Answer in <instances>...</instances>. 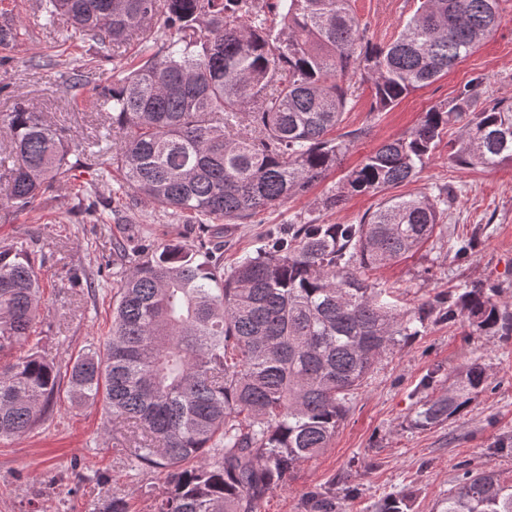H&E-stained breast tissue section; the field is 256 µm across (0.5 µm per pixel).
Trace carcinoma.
<instances>
[{"label": "carcinoma", "instance_id": "1", "mask_svg": "<svg viewBox=\"0 0 512 512\" xmlns=\"http://www.w3.org/2000/svg\"><path fill=\"white\" fill-rule=\"evenodd\" d=\"M501 2L420 0L378 47L351 0H38L47 24L112 52L117 78L88 99L112 125L80 143L25 105L1 113L7 205L26 212L85 169L197 224H250L306 195L366 134L335 135L357 82L372 86L371 111L388 109L493 34ZM20 29L0 9V47ZM456 124L457 165L512 160V104L473 79L349 170L323 207L412 181ZM437 190L389 197L358 224H290L227 268L203 243L117 245L125 270L112 332L73 360L68 386L75 402L100 401L128 427L130 470L165 475L150 512H262L268 493L329 447L349 396L405 339L463 318L483 336L512 335L495 284L466 282L410 309L365 278L433 237L455 199L453 186ZM40 304L31 253L0 245V441L39 423L60 384L31 340ZM438 373L421 383L415 429L461 414L488 385L474 361L436 395ZM456 481L437 512H512V478L463 465ZM300 512H337L336 493L309 489Z\"/></svg>", "mask_w": 512, "mask_h": 512}]
</instances>
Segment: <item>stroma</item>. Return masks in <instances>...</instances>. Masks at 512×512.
Here are the masks:
<instances>
[{
	"instance_id": "obj_1",
	"label": "stroma",
	"mask_w": 512,
	"mask_h": 512,
	"mask_svg": "<svg viewBox=\"0 0 512 512\" xmlns=\"http://www.w3.org/2000/svg\"><path fill=\"white\" fill-rule=\"evenodd\" d=\"M23 23V36L0 66V113L25 104L44 113L74 139L102 131L105 113L75 101L59 82L84 67L91 84L109 83L113 65L92 58L89 47L66 27L45 26L36 0H5ZM419 0H354V11L377 46L395 39ZM501 22L476 51L448 74L400 99L392 108L371 109L372 91L362 84L341 131L367 128L341 167L307 195L260 212L250 224H188L121 189L118 181L85 172L68 187L43 195L34 209L16 214L4 202L0 180V243L18 241L36 260L44 288L35 341L66 371L83 351L101 346L112 325V295L123 267L115 243L133 231L158 243L191 239L220 246L225 264L251 252L271 229L313 218L321 224H356L388 196L421 194L452 184L457 199L435 235L400 261L369 270L370 283L392 289L400 305L414 307L456 286L489 280L497 299L512 305V162L493 167L454 165L447 145L410 183L377 194L348 198L332 210L322 199L347 170L383 142L409 132L423 112L451 100L465 83L483 78L492 97L512 100V0L502 4ZM53 68H45L46 60ZM97 199L103 223L90 222L73 207L79 195ZM472 241L465 259L449 251L450 240ZM484 364L490 384L467 410L428 430L409 425L415 388L427 370L440 367L438 389H446L470 362ZM350 411L331 445L304 462L288 485L268 495L262 512H298L302 494L335 486L340 512H376L388 494L407 496L411 512H436L437 501L453 487L460 462L471 469L512 475V338L471 335L466 321L429 324L393 353L384 355L366 383L353 394ZM127 443L101 405H78L60 388L42 422L28 433L0 443V512H104L113 495L127 497L130 512H147L150 492H162L164 477L129 475Z\"/></svg>"
}]
</instances>
